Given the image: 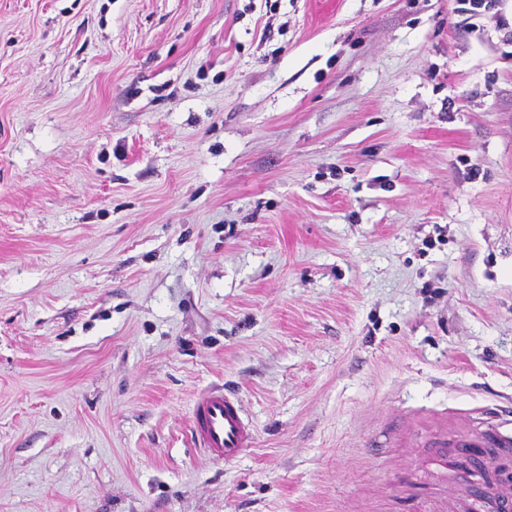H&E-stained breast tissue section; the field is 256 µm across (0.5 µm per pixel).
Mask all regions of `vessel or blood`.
<instances>
[{"instance_id": "obj_1", "label": "vessel or blood", "mask_w": 512, "mask_h": 512, "mask_svg": "<svg viewBox=\"0 0 512 512\" xmlns=\"http://www.w3.org/2000/svg\"><path fill=\"white\" fill-rule=\"evenodd\" d=\"M482 429L465 430L459 435L457 448H496L503 456L512 455V430L495 415H482ZM190 437L204 456L232 463L254 448L256 433L251 420L237 397L219 385L202 390L190 416ZM470 512H512V495H485L469 501Z\"/></svg>"}]
</instances>
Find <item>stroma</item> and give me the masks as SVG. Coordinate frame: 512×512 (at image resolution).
<instances>
[{"mask_svg":"<svg viewBox=\"0 0 512 512\" xmlns=\"http://www.w3.org/2000/svg\"><path fill=\"white\" fill-rule=\"evenodd\" d=\"M485 5L0 0V512H466L429 441L512 398ZM190 437L204 456L233 463L255 448L256 433L237 397L214 385L202 390L190 416Z\"/></svg>","mask_w":512,"mask_h":512,"instance_id":"stroma-1","label":"stroma"}]
</instances>
